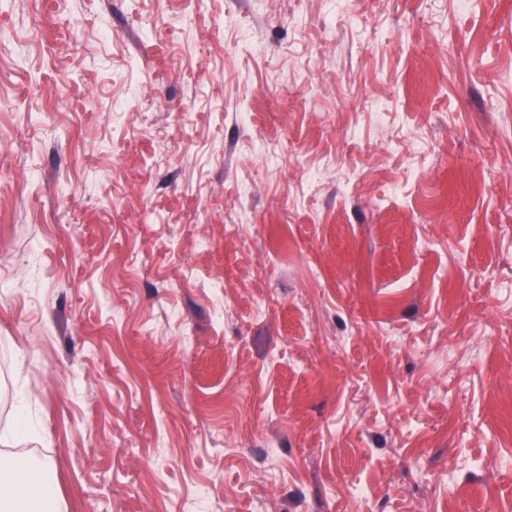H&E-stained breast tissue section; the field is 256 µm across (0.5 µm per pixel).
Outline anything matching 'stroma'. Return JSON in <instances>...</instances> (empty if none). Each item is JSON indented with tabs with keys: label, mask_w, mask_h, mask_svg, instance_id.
Instances as JSON below:
<instances>
[{
	"label": "stroma",
	"mask_w": 512,
	"mask_h": 512,
	"mask_svg": "<svg viewBox=\"0 0 512 512\" xmlns=\"http://www.w3.org/2000/svg\"><path fill=\"white\" fill-rule=\"evenodd\" d=\"M0 461L512 512V0H0Z\"/></svg>",
	"instance_id": "1"
}]
</instances>
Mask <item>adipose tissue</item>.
<instances>
[{"label": "adipose tissue", "mask_w": 512, "mask_h": 512, "mask_svg": "<svg viewBox=\"0 0 512 512\" xmlns=\"http://www.w3.org/2000/svg\"><path fill=\"white\" fill-rule=\"evenodd\" d=\"M51 491L50 464L40 463L17 472L0 470V512H36L39 497Z\"/></svg>", "instance_id": "1"}]
</instances>
